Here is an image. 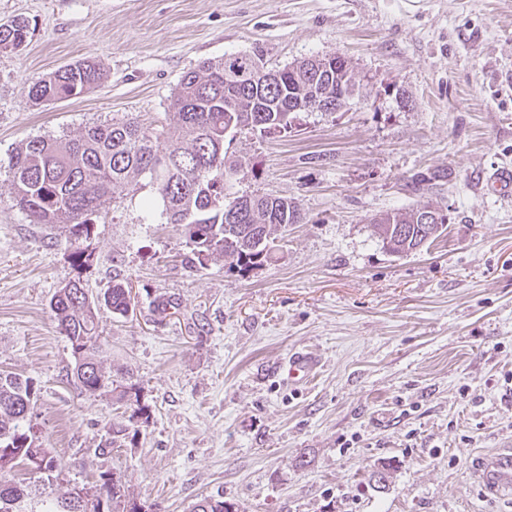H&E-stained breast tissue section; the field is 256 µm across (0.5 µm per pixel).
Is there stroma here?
<instances>
[{
	"label": "stroma",
	"mask_w": 512,
	"mask_h": 512,
	"mask_svg": "<svg viewBox=\"0 0 512 512\" xmlns=\"http://www.w3.org/2000/svg\"><path fill=\"white\" fill-rule=\"evenodd\" d=\"M16 17L33 36L0 51V370L38 389L59 491L113 471L159 512L218 493L244 512H512L474 475L512 448V197L484 183L512 165V0H0V23ZM257 47L270 70L342 54L361 95L226 144L225 200L271 194L304 215L247 276L186 268L176 228L141 207L148 189L97 218L83 277L97 292L121 275L133 298L124 317L100 308L98 359L151 415L99 452L126 406L73 376L49 308L75 275L69 231L18 210L9 156L95 123L168 127L186 71ZM85 58L98 87L30 103L32 81ZM420 201L447 210L446 232L386 253L370 219ZM297 350L321 368L292 389L275 368Z\"/></svg>",
	"instance_id": "1"
}]
</instances>
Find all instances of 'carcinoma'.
I'll return each instance as SVG.
<instances>
[{"label": "carcinoma", "mask_w": 512, "mask_h": 512, "mask_svg": "<svg viewBox=\"0 0 512 512\" xmlns=\"http://www.w3.org/2000/svg\"><path fill=\"white\" fill-rule=\"evenodd\" d=\"M27 19L0 23V51H18L31 38ZM258 51L206 60L185 72L170 100L173 130L155 131L136 121L86 126L63 138L33 137L15 148L8 173L16 206L31 224H67L74 245L72 266L89 269L94 252L82 246L102 210L124 199L141 183L152 195L143 200L148 213L161 209L166 223L185 238L189 267L203 268L221 258L227 271L241 276L271 259L274 233L302 220L298 205L274 195L237 197L224 202V123L244 118L243 128L286 132L297 113H288L298 100L320 93L334 102L354 79L352 68L323 64L311 57L276 71L260 66ZM103 79L99 65L82 59L32 82L28 98L35 105L79 97ZM414 207L381 214L371 225L382 249L396 256L411 254L434 242L447 229L441 224H416ZM128 283L112 277L103 294L93 295L81 277L53 294L49 306L59 334L75 358L73 375L91 395L117 394L132 408L128 418L112 421L103 447L119 448L130 433H138L134 418H150L140 403L139 386L112 379L97 360V317L104 305L114 314L131 311ZM37 389L29 378L0 371V512H78L79 500H93V508L112 505L120 512L125 489L116 473L102 482L74 485L54 493L61 469L42 438L33 432L29 414ZM25 454L41 462L39 476L24 484L6 475ZM193 512H240L238 503L224 496H205Z\"/></svg>", "instance_id": "cac0c4a2"}]
</instances>
